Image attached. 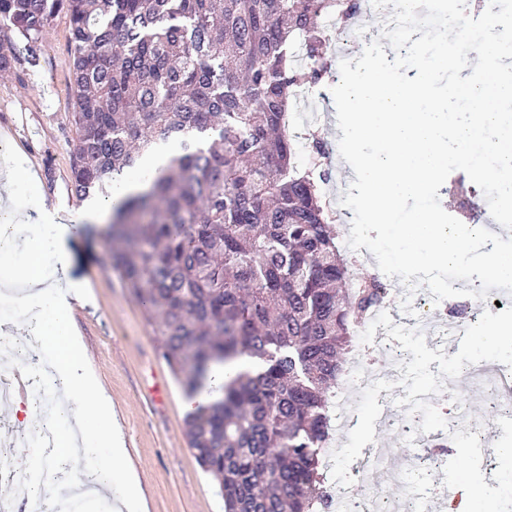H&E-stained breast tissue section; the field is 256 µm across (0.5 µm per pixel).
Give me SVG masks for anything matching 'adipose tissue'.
Listing matches in <instances>:
<instances>
[{
	"instance_id": "ef3b65f1",
	"label": "adipose tissue",
	"mask_w": 512,
	"mask_h": 512,
	"mask_svg": "<svg viewBox=\"0 0 512 512\" xmlns=\"http://www.w3.org/2000/svg\"><path fill=\"white\" fill-rule=\"evenodd\" d=\"M17 167L0 171V243L24 246L27 262L15 273L16 281L31 288L21 304L25 333L36 339L41 351L52 354L54 388L64 400L55 407L54 448L49 456L48 482H35L41 493H59L64 487L86 481L95 484V499L110 512H138L141 494L135 476L124 469V439L97 380L89 373L85 354L76 337L67 293L48 284L40 266L42 239L23 238L17 231L11 186ZM99 448L108 457L96 456Z\"/></svg>"
}]
</instances>
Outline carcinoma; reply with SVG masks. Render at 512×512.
Masks as SVG:
<instances>
[{
  "instance_id": "carcinoma-1",
  "label": "carcinoma",
  "mask_w": 512,
  "mask_h": 512,
  "mask_svg": "<svg viewBox=\"0 0 512 512\" xmlns=\"http://www.w3.org/2000/svg\"><path fill=\"white\" fill-rule=\"evenodd\" d=\"M357 25L361 0H0L28 57L69 16L72 190L104 193L161 142L181 152L112 207L117 268L187 392L247 356L221 396L186 419L224 512H324L330 389L354 325L386 300L354 279L336 212L299 163L286 113L337 72L318 19ZM305 41L307 63L290 45ZM18 61L0 39V72Z\"/></svg>"
}]
</instances>
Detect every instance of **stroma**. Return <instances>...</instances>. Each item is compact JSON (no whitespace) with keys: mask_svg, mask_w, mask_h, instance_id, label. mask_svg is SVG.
Returning a JSON list of instances; mask_svg holds the SVG:
<instances>
[{"mask_svg":"<svg viewBox=\"0 0 512 512\" xmlns=\"http://www.w3.org/2000/svg\"><path fill=\"white\" fill-rule=\"evenodd\" d=\"M70 61V23L61 14L39 44L36 60L23 54L12 71L0 72V166L16 156L24 160L13 187L15 207L23 215L35 202L30 195L34 183L49 211L80 216L85 207L71 191L76 128ZM332 86L325 81L310 95L304 119L324 139L336 172L333 187L340 190L351 167L339 153ZM110 218L106 212L97 220H83L77 231L58 242L67 258L58 285L83 293L72 303V318L89 355L88 368L120 421L126 462L139 477L146 512H220L218 489L189 447L185 390L162 358L140 303L112 264V244L106 237ZM459 403L484 420L486 400L463 376L453 380L436 406L444 414Z\"/></svg>","mask_w":512,"mask_h":512,"instance_id":"35a3bbf8","label":"stroma"}]
</instances>
